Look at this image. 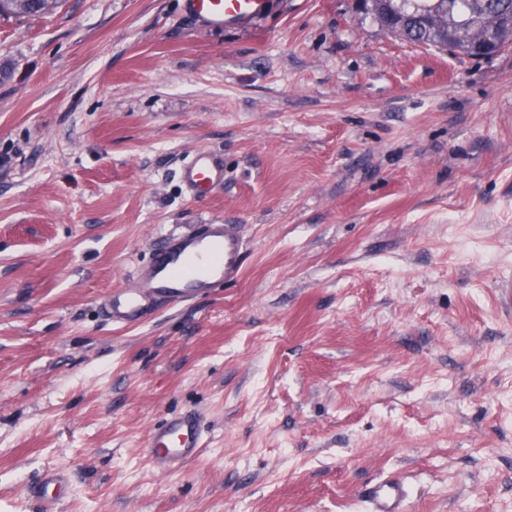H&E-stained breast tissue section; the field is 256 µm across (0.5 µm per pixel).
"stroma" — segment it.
<instances>
[{
    "label": "stroma",
    "mask_w": 512,
    "mask_h": 512,
    "mask_svg": "<svg viewBox=\"0 0 512 512\" xmlns=\"http://www.w3.org/2000/svg\"><path fill=\"white\" fill-rule=\"evenodd\" d=\"M198 149L224 183L193 201ZM236 224L241 279L103 307L160 237ZM512 48L394 37L355 0L222 30L181 0L0 16V512H512ZM198 412L167 473L149 433ZM203 444L197 414L186 412L153 428L146 450L155 471L166 474L199 457ZM68 484L69 476L66 473L46 469L34 483L29 485L28 492L40 504L42 512H55ZM405 493L404 485L391 480H381L365 489L364 498L371 512H401L400 506Z\"/></svg>",
    "instance_id": "1"
}]
</instances>
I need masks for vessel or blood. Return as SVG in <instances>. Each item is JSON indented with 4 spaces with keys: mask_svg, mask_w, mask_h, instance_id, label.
Wrapping results in <instances>:
<instances>
[{
    "mask_svg": "<svg viewBox=\"0 0 512 512\" xmlns=\"http://www.w3.org/2000/svg\"><path fill=\"white\" fill-rule=\"evenodd\" d=\"M270 7L271 0H184L187 15L216 30L264 16ZM181 178L187 191L200 198L223 182L224 166L211 152L200 149L183 166ZM245 254L246 243L231 224H201L190 233L170 234L156 247L140 281L113 293L107 317L116 325L134 324L147 315L149 296L179 304L234 284L243 273ZM202 448L198 416L186 412L152 429L147 456L155 471L166 474L199 457ZM68 484L66 473L47 469L28 492L42 512H55ZM404 497V486L391 480L378 481L364 491L370 512H401Z\"/></svg>",
    "mask_w": 512,
    "mask_h": 512,
    "instance_id": "b4317fda",
    "label": "vessel or blood"
}]
</instances>
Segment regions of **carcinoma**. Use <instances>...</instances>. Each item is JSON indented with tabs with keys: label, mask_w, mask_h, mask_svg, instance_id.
<instances>
[{
	"label": "carcinoma",
	"mask_w": 512,
	"mask_h": 512,
	"mask_svg": "<svg viewBox=\"0 0 512 512\" xmlns=\"http://www.w3.org/2000/svg\"><path fill=\"white\" fill-rule=\"evenodd\" d=\"M59 4L60 0H0V14L47 15ZM395 7L408 18L399 36L413 42L444 49L448 23L468 21L470 46L498 51L512 44V0H396Z\"/></svg>",
	"instance_id": "obj_1"
}]
</instances>
